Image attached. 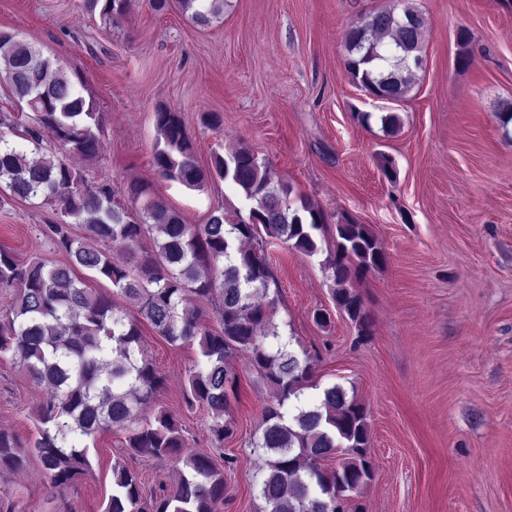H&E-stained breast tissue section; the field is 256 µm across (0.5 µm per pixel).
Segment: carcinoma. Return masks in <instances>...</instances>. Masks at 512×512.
<instances>
[{
  "label": "carcinoma",
  "instance_id": "cac0c4a2",
  "mask_svg": "<svg viewBox=\"0 0 512 512\" xmlns=\"http://www.w3.org/2000/svg\"><path fill=\"white\" fill-rule=\"evenodd\" d=\"M87 6L110 25L126 14L129 0H87ZM151 6L161 13L174 7L201 26L224 17V0H151ZM423 33L424 21L411 7L359 15L346 34L348 72L369 94L404 98L423 64ZM0 64L9 97L34 113L25 126L19 115H0V127L11 130L0 132V207L13 200L54 206L60 218L45 235L66 259L52 266L21 262L0 248V288L13 292L0 311V354L11 355L44 389L34 406L38 438L0 431V471L21 470L35 456L65 492L91 469L96 436L123 426L129 435L112 466L116 493L104 512H219L224 471L211 454L188 449L181 421L164 407L142 417L162 384L141 357L146 322L172 346L198 344L202 360L188 370L184 400L189 409L211 413L212 447L234 434L238 376L228 357L246 354L272 390L254 442L264 456L265 512H351L374 477L367 408L339 384L307 395L315 386L314 356L290 349L273 323L279 285L264 245L275 240L308 256L327 252L322 267L333 299L366 336L371 324L351 283L386 261L373 232L348 219L330 225L318 204L293 193L248 149L215 151L212 168H201L182 114L167 108L155 112L158 178L198 189L217 177L244 207L216 209L206 223L188 224L147 185H130L126 201H117L109 182L90 186L71 163L98 157L104 125L103 113L80 91V76L2 29ZM51 142L58 150L48 154ZM147 238L153 246L145 251ZM79 268L108 280L113 295L89 288L76 276ZM204 301L213 307L216 329L206 325ZM140 456L182 465L181 478L146 495L129 465ZM331 459L338 463L329 469Z\"/></svg>",
  "mask_w": 512,
  "mask_h": 512
}]
</instances>
